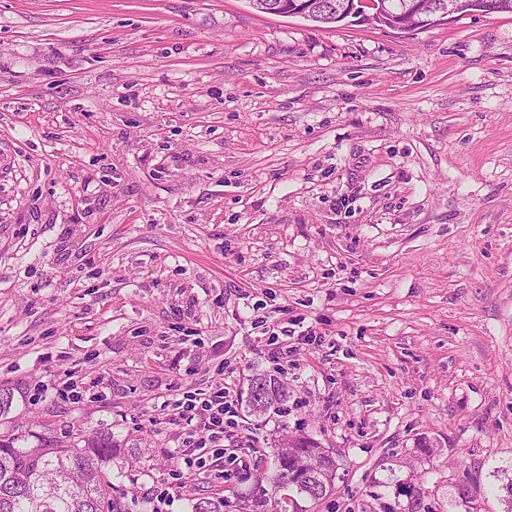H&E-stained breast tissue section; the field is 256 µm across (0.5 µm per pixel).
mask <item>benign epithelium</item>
<instances>
[{"instance_id":"obj_1","label":"benign epithelium","mask_w":512,"mask_h":512,"mask_svg":"<svg viewBox=\"0 0 512 512\" xmlns=\"http://www.w3.org/2000/svg\"><path fill=\"white\" fill-rule=\"evenodd\" d=\"M420 0H406L398 13L387 15L379 0H325L327 15L363 26L387 29L396 35H409L426 24L438 26L459 14L462 0H441L430 13L421 11Z\"/></svg>"}]
</instances>
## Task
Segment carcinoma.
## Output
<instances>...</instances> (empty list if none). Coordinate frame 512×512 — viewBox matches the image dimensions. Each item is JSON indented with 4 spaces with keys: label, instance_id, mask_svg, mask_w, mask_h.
<instances>
[{
    "label": "carcinoma",
    "instance_id": "obj_1",
    "mask_svg": "<svg viewBox=\"0 0 512 512\" xmlns=\"http://www.w3.org/2000/svg\"><path fill=\"white\" fill-rule=\"evenodd\" d=\"M288 391L273 374L249 379L247 408L261 418L279 411ZM116 447L112 434L96 432L82 448H66L49 436L33 447L19 438H0V512H127L121 496L106 492L108 466ZM274 484L319 501L334 487L336 456L305 436L284 435L272 449Z\"/></svg>",
    "mask_w": 512,
    "mask_h": 512
}]
</instances>
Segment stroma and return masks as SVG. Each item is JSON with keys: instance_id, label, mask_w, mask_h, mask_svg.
Segmentation results:
<instances>
[{"instance_id": "obj_1", "label": "stroma", "mask_w": 512, "mask_h": 512, "mask_svg": "<svg viewBox=\"0 0 512 512\" xmlns=\"http://www.w3.org/2000/svg\"><path fill=\"white\" fill-rule=\"evenodd\" d=\"M257 370L287 412L247 415ZM224 382L185 468L174 402ZM0 386L2 436L112 433L128 512H506L512 14L0 0ZM282 424L334 452L325 499L260 479ZM380 1L386 8L394 9L401 0ZM381 3L379 0H356V2L355 0L347 2L326 0L324 2L328 5L327 15L336 16V20L383 28L401 36L417 31L418 27L424 24L428 26L447 24L456 18L462 6L460 0H441L432 12L425 13L420 9V0H407L402 3L399 13L389 16L383 11ZM471 14L475 13L464 14L456 19ZM216 388L208 396L201 392H185L182 399L175 401L174 416L188 424L195 421L200 429V435L188 441L187 448L193 449L182 458L186 466L203 467L210 458L224 457V432L236 416L234 403L237 400L230 395L227 386L220 384Z\"/></svg>"}]
</instances>
